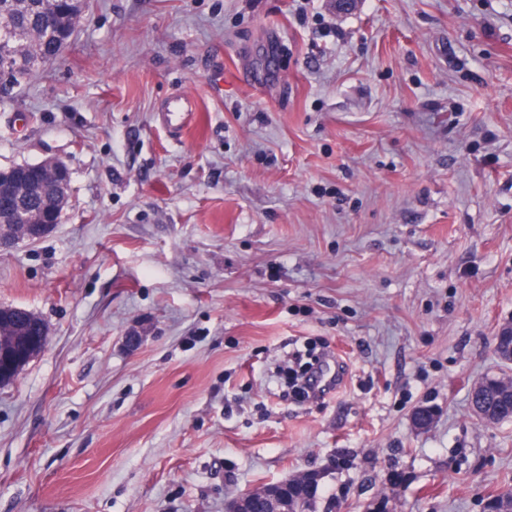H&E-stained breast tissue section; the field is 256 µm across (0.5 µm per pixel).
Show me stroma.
Masks as SVG:
<instances>
[{
	"label": "stroma",
	"instance_id": "35a3bbf8",
	"mask_svg": "<svg viewBox=\"0 0 512 512\" xmlns=\"http://www.w3.org/2000/svg\"><path fill=\"white\" fill-rule=\"evenodd\" d=\"M48 158L59 224L0 249V307L47 328L0 385V512H224L302 472L321 512L512 491V418L470 402L512 374V0H91L0 101V167ZM310 349L316 398L280 380ZM192 112V100L183 96L171 98L163 108L164 120L171 127H179L187 123Z\"/></svg>",
	"mask_w": 512,
	"mask_h": 512
}]
</instances>
